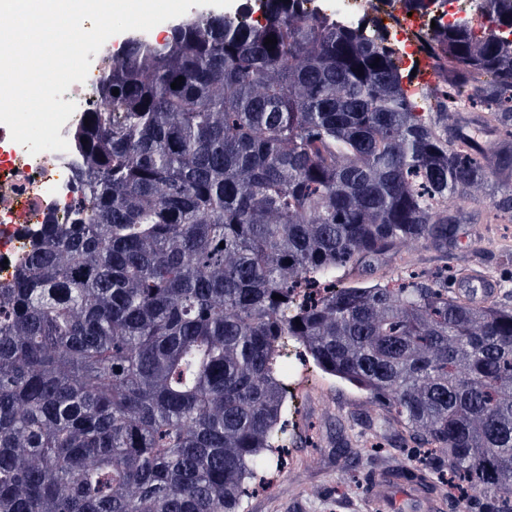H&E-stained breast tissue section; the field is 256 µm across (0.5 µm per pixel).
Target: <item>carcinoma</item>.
I'll return each mask as SVG.
<instances>
[{
	"label": "carcinoma",
	"mask_w": 512,
	"mask_h": 512,
	"mask_svg": "<svg viewBox=\"0 0 512 512\" xmlns=\"http://www.w3.org/2000/svg\"><path fill=\"white\" fill-rule=\"evenodd\" d=\"M305 2L112 51L74 130L75 221L40 225L0 284V512H239L287 447L290 340L400 428L401 483L512 512V243L483 305L415 249L448 252L458 197L512 211V150L457 149L448 91L416 111L383 34ZM484 6L495 26L441 27L424 55L509 139L512 0Z\"/></svg>",
	"instance_id": "obj_1"
}]
</instances>
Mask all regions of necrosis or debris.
Here are the masks:
<instances>
[{"mask_svg":"<svg viewBox=\"0 0 512 512\" xmlns=\"http://www.w3.org/2000/svg\"><path fill=\"white\" fill-rule=\"evenodd\" d=\"M316 13H335L347 20L381 21L396 51L400 68L418 61L419 46L432 33V23L468 21L474 31L489 25L482 0H436L432 15H407L402 0H312ZM78 160L72 152L45 151L30 155L12 144L0 162V263L16 262L25 251L29 232L52 219L66 221L64 206L76 187Z\"/></svg>","mask_w":512,"mask_h":512,"instance_id":"necrosis-or-debris-1","label":"necrosis or debris"}]
</instances>
